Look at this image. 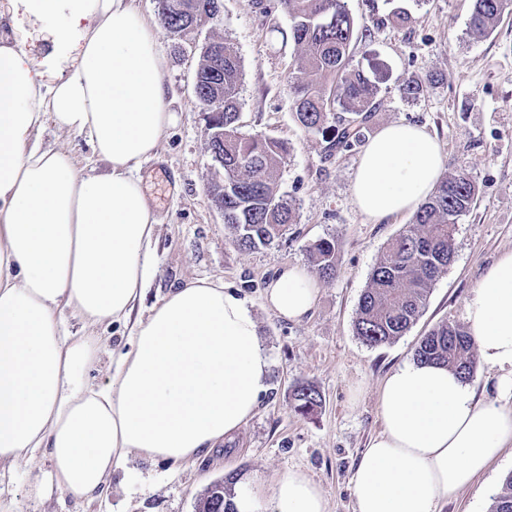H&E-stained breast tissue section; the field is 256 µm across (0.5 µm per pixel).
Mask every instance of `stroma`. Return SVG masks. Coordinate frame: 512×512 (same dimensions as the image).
Instances as JSON below:
<instances>
[{
  "mask_svg": "<svg viewBox=\"0 0 512 512\" xmlns=\"http://www.w3.org/2000/svg\"><path fill=\"white\" fill-rule=\"evenodd\" d=\"M356 34L351 65H383L376 110L364 139L404 121L424 128L439 145L444 176L464 171L477 186L475 202L453 233V260L434 284L425 310L403 336L372 348L356 336L358 302L387 243L411 224L409 214L369 223L352 203L351 186L362 146L330 148L340 125L320 130L299 122L288 80L296 55L280 32L289 20L279 0H221L217 23L187 37L161 35L169 102L178 120L158 154L140 169L142 185L158 217L154 261L144 307L183 282L223 279L253 310L259 335L272 356L270 390L254 417L224 452L176 465L129 459L112 475V495L102 504L74 505L69 497L40 502L28 493L46 467L39 459L20 471L9 488L13 512H196L212 482L234 474L250 486L268 487L292 470L307 473L322 489L328 512H353L351 476L368 439L381 424L376 402L385 376L411 361L422 336L437 324H465L473 288L499 253L512 250V10L495 31L469 28L472 0H349ZM407 23L391 22L395 8ZM223 38L242 65L239 124L243 133L284 142L288 155L277 179L296 201L293 224L283 238L242 250L224 227V216L207 192L215 176L205 114L195 93L202 47ZM420 80L418 98L399 85ZM43 145L69 152L81 173L105 172L84 137L53 125L40 132ZM338 245L335 278L320 282L316 305L299 322L277 317L263 291L286 264L308 265V248L321 239ZM315 385L322 405L309 416L295 413L294 387ZM512 474V447L476 483L450 500L443 512H491L504 479Z\"/></svg>",
  "mask_w": 512,
  "mask_h": 512,
  "instance_id": "1",
  "label": "stroma"
}]
</instances>
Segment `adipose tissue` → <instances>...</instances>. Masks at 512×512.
<instances>
[{
  "label": "adipose tissue",
  "mask_w": 512,
  "mask_h": 512,
  "mask_svg": "<svg viewBox=\"0 0 512 512\" xmlns=\"http://www.w3.org/2000/svg\"><path fill=\"white\" fill-rule=\"evenodd\" d=\"M0 479L43 455L30 487L102 502L130 457L195 461L220 450L254 416L271 357L251 308L223 282L189 281L135 309L155 276L157 218L138 171L174 126L158 23L132 0H6L0 4ZM46 51H27L29 38ZM52 123L85 137L106 162L81 174L43 146ZM443 173L423 128L386 125L363 150L352 202L373 224L416 211ZM318 281L284 267L264 303L298 321ZM82 332H70L68 318ZM495 399L448 368L409 361L377 395L381 431L352 477L353 512H441L512 445V250L501 252L465 306ZM128 328L107 383L90 377L101 333ZM272 512H326L300 471L273 480Z\"/></svg>",
  "instance_id": "adipose-tissue-1"
}]
</instances>
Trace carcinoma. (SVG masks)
<instances>
[{"label":"carcinoma","instance_id":"1","mask_svg":"<svg viewBox=\"0 0 512 512\" xmlns=\"http://www.w3.org/2000/svg\"><path fill=\"white\" fill-rule=\"evenodd\" d=\"M220 2L158 0V22L163 32L183 37L216 21ZM280 5L290 26L286 32L277 25L271 31L291 39L298 50L290 80L298 120L308 130L320 129L331 115L342 122L331 149L361 142L356 122H365L376 109L377 88L370 75L381 68L374 63L368 74L351 66L355 21L348 0H280ZM511 7L512 0H473L470 28L489 33ZM240 77L241 61L233 46L214 39L202 47L196 72L198 98L206 106L224 102L222 109H209V147L224 177L234 181L228 193L217 181L211 183L209 193L224 209L232 242L251 250L281 238L294 222L296 208L276 180L287 146L240 131ZM343 112L351 118L344 119ZM475 197L476 186L467 173L441 180L416 212L413 224L388 243L359 299L355 332L365 344H388L417 321L433 284L448 270L456 224ZM336 254L334 240H319L308 249L312 265L326 278L337 271ZM414 359L448 366L470 379L475 344L467 328L446 321L422 337ZM292 405L308 415L321 407L322 397L314 385L302 383L294 389ZM232 485L230 477L212 483L199 500L198 512H228L225 501L234 496ZM492 512H512V475L494 497Z\"/></svg>","mask_w":512,"mask_h":512}]
</instances>
